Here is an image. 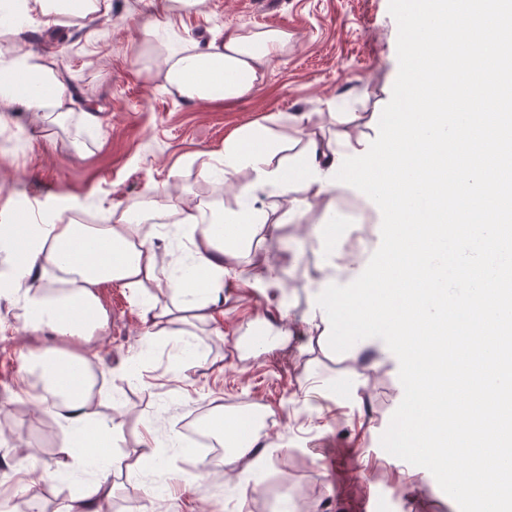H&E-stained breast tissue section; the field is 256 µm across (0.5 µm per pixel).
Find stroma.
<instances>
[{
	"label": "stroma",
	"instance_id": "1",
	"mask_svg": "<svg viewBox=\"0 0 512 512\" xmlns=\"http://www.w3.org/2000/svg\"><path fill=\"white\" fill-rule=\"evenodd\" d=\"M162 0H112V20L84 34L31 30L25 41L0 39V49L57 53L67 81L100 128L81 131L77 118L53 124L21 109L0 111V224L76 203L94 215L122 211L149 186H166L175 207L197 202L226 209L236 190L203 177L240 129L263 125L280 135L314 121L335 139L338 112L381 113L398 74V26L389 0H203L163 17ZM166 18L177 35L206 44L240 26L288 30V52L274 58L251 93L235 100L184 101L164 87V42L144 40L148 19ZM82 137L83 149L72 145ZM326 206L318 200L303 223L264 235L259 255L283 268L278 290L224 283V305L210 323L172 324L154 335L153 309L166 289L121 282L98 288L109 314L96 368L105 395L95 410L116 434L114 466L91 459L80 472H57L62 436L39 415L16 381L35 341L0 296V512H26L41 489L44 512L107 477L104 512H376L395 496L400 512H459L432 474L387 453L380 437L403 398L399 362L383 341L366 339L343 353L308 334V278L320 263L313 229ZM292 336L273 344L272 329ZM260 404L265 446L251 467L230 464L206 478L182 442L197 417ZM157 429L156 454L140 445L146 424Z\"/></svg>",
	"mask_w": 512,
	"mask_h": 512
}]
</instances>
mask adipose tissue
I'll use <instances>...</instances> for the list:
<instances>
[{
  "instance_id": "1",
  "label": "adipose tissue",
  "mask_w": 512,
  "mask_h": 512,
  "mask_svg": "<svg viewBox=\"0 0 512 512\" xmlns=\"http://www.w3.org/2000/svg\"><path fill=\"white\" fill-rule=\"evenodd\" d=\"M4 13L21 19L17 25H0V35L13 41L33 27L84 30L92 36L97 23L110 21L112 0H0V14ZM291 40L286 29L261 26L222 32L203 46L182 42L164 58L165 87L184 101L243 97L264 78L271 60L287 53ZM0 70L10 74L0 81L1 108H20L45 119L76 114L83 127L99 125L98 114L79 108V97L57 56L16 53L0 58ZM295 144L301 150L294 156L290 149ZM363 147L362 133L350 126L330 142L316 123L295 128L286 140L258 125L230 137L215 165L225 183L235 184L237 209L212 211L200 202L175 211L166 202V189L153 185L113 224L80 223L81 207L73 204L68 214L11 228V236L24 239L27 246L23 258L13 264V305L25 328L46 338L29 350L24 375L40 376L43 388L34 395V405L69 431L59 444L58 466L83 465V458L73 452L77 435L90 433L93 448L112 445L113 429L98 420L94 406L92 364L96 342L108 326L98 286L118 280L140 288L151 282L171 293L164 316L176 321L189 312L201 321L214 318L224 301L225 278H245L267 287L279 281L273 265L250 256L254 237L269 220L267 198L287 202L286 218L298 222L313 199L334 198L336 189L324 176L339 155L349 156ZM244 171L251 173V180L237 184ZM174 214L187 226L190 250L176 273L160 262L154 242L142 233L143 225L164 222ZM343 229L335 211L326 210L317 237L322 265L312 288L330 280L346 283L363 269L364 255L344 248ZM48 267L66 275L68 287L43 285L40 272Z\"/></svg>"
}]
</instances>
